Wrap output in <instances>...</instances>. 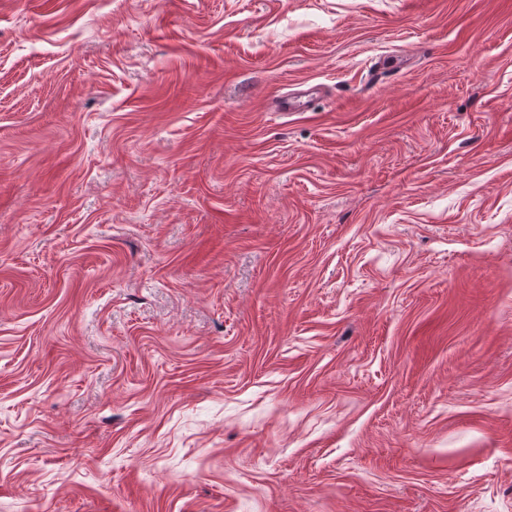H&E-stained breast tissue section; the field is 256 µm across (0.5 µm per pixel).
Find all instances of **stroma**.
<instances>
[{
	"mask_svg": "<svg viewBox=\"0 0 512 512\" xmlns=\"http://www.w3.org/2000/svg\"><path fill=\"white\" fill-rule=\"evenodd\" d=\"M0 512H512V0H0Z\"/></svg>",
	"mask_w": 512,
	"mask_h": 512,
	"instance_id": "35a3bbf8",
	"label": "stroma"
}]
</instances>
